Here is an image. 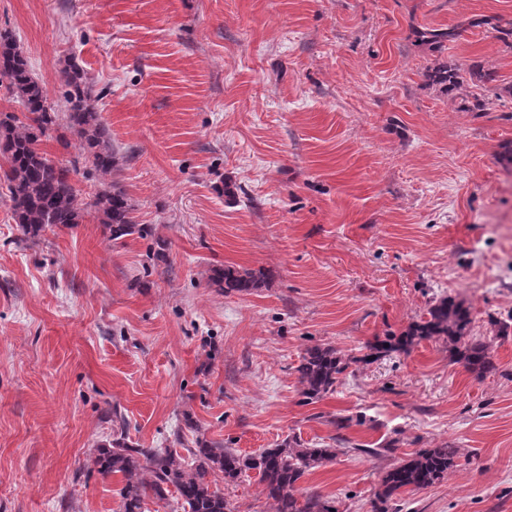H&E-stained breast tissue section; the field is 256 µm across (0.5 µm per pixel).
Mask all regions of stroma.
Listing matches in <instances>:
<instances>
[{
  "instance_id": "stroma-1",
  "label": "stroma",
  "mask_w": 512,
  "mask_h": 512,
  "mask_svg": "<svg viewBox=\"0 0 512 512\" xmlns=\"http://www.w3.org/2000/svg\"><path fill=\"white\" fill-rule=\"evenodd\" d=\"M493 16L512 0H0L57 111L69 64L103 89L113 178L154 233L112 244L92 212L25 242L0 184V512H117L119 477L86 468L115 411L142 448L336 444L300 488L339 512H372L388 469L448 442L456 467L389 512H512V43ZM456 26L439 48L418 37ZM474 62L497 86L427 77ZM474 92L482 111H461ZM44 149L82 202L104 189L70 129ZM224 265L273 277L227 296L208 284ZM444 294L494 372L432 340L362 363ZM313 345L355 363L306 404ZM220 490L232 512H273L255 476Z\"/></svg>"
}]
</instances>
